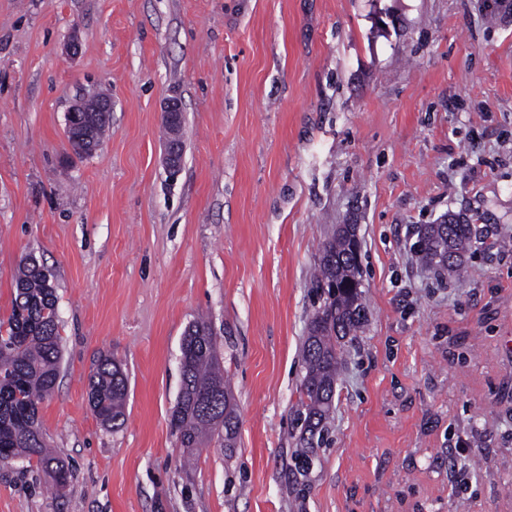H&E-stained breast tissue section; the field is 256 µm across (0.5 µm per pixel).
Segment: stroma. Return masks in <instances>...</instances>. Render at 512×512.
<instances>
[{"label": "stroma", "instance_id": "35a3bbf8", "mask_svg": "<svg viewBox=\"0 0 512 512\" xmlns=\"http://www.w3.org/2000/svg\"><path fill=\"white\" fill-rule=\"evenodd\" d=\"M99 92L103 147L72 157L68 110ZM451 214L477 251L440 282L412 245ZM345 222L369 315L302 472L312 274ZM27 255L58 297L38 407L72 476L0 467V512H512V0H0L2 320ZM201 317L238 430L187 468L170 415ZM103 354L116 430L88 403ZM163 120L169 129V136L163 162L169 173L175 174L181 165V131L182 121L181 103L178 100H169L164 103ZM90 407L102 423L119 429L125 419L128 377L110 356L99 359L89 383Z\"/></svg>", "mask_w": 512, "mask_h": 512}]
</instances>
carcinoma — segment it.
<instances>
[{"label": "carcinoma", "mask_w": 512, "mask_h": 512, "mask_svg": "<svg viewBox=\"0 0 512 512\" xmlns=\"http://www.w3.org/2000/svg\"><path fill=\"white\" fill-rule=\"evenodd\" d=\"M69 138L77 153L91 156L103 124L97 112H80ZM358 225L338 224L320 247L314 288L320 306L303 344L305 374L298 388L299 442L304 451L296 467L306 472L313 449L323 439L338 380L345 339L364 323L368 309L358 261ZM473 225L450 216L443 224H423L416 253L437 274L460 271L474 246ZM11 314L0 322V463L36 464L63 488L71 476L47 448L38 401L55 390L61 360L58 300L50 274L33 257L21 260L15 276ZM128 377L110 356L99 359L90 377V407L102 423L120 428L125 419ZM237 414L224 382L215 336L204 321L191 323L181 341V385L170 425L180 447L191 453L208 433L234 447Z\"/></svg>", "instance_id": "carcinoma-1"}]
</instances>
